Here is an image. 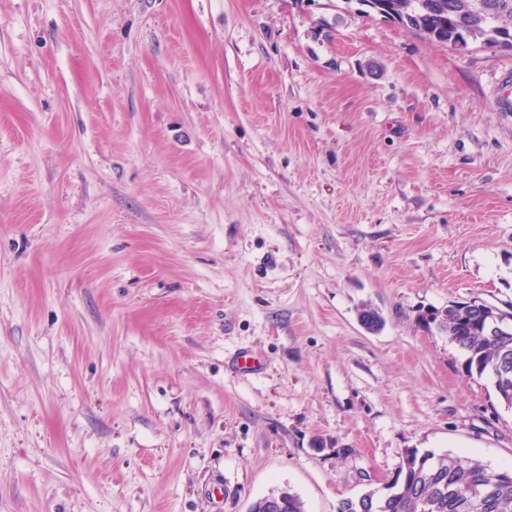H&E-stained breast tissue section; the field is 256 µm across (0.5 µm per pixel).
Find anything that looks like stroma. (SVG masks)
I'll return each instance as SVG.
<instances>
[{"label":"stroma","instance_id":"35a3bbf8","mask_svg":"<svg viewBox=\"0 0 512 512\" xmlns=\"http://www.w3.org/2000/svg\"><path fill=\"white\" fill-rule=\"evenodd\" d=\"M509 73L356 0H0V512L511 468L420 319L512 303Z\"/></svg>","mask_w":512,"mask_h":512}]
</instances>
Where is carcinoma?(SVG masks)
<instances>
[{
	"label": "carcinoma",
	"mask_w": 512,
	"mask_h": 512,
	"mask_svg": "<svg viewBox=\"0 0 512 512\" xmlns=\"http://www.w3.org/2000/svg\"><path fill=\"white\" fill-rule=\"evenodd\" d=\"M370 2L366 14H377L408 27V22L421 21L433 34L429 41L468 38L489 51L497 50L503 34L512 35V0H492L496 14H476L473 0H346ZM360 321L371 331L382 324L379 313L366 306ZM432 324L463 353L465 376L481 378L491 374L497 364L506 366L500 379L492 386L501 405L512 411V333L507 336H486L483 329L471 322V315L462 313L452 303L442 313H435ZM473 485L485 486L489 493L488 512H512V471L497 472L481 460L453 453L436 455L417 448L405 450L393 483L384 488L369 487L356 499L342 502L339 512H481L466 497Z\"/></svg>",
	"instance_id": "obj_1"
}]
</instances>
